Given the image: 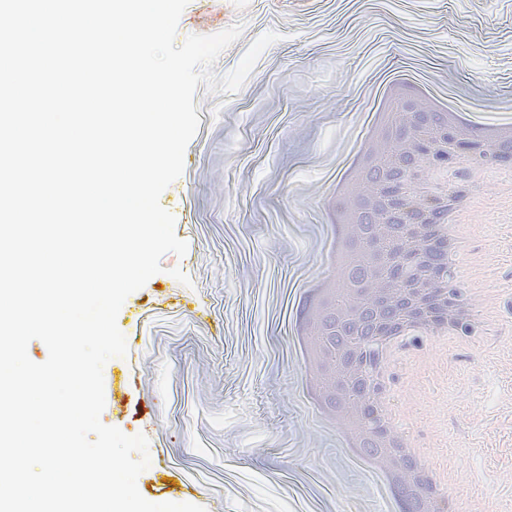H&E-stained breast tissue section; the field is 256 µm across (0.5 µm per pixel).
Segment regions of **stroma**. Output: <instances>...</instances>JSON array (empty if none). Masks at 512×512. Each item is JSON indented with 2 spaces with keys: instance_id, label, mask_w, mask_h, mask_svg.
I'll return each mask as SVG.
<instances>
[{
  "instance_id": "1",
  "label": "stroma",
  "mask_w": 512,
  "mask_h": 512,
  "mask_svg": "<svg viewBox=\"0 0 512 512\" xmlns=\"http://www.w3.org/2000/svg\"><path fill=\"white\" fill-rule=\"evenodd\" d=\"M240 25L222 77L261 35L236 92L199 85V130L160 196L184 256L123 303L128 353L104 366L101 420L149 440L152 503L207 512H405L354 466L296 349L336 225L325 201L389 74L486 120L512 111V0H189L177 37ZM452 275L482 282L452 341L393 365L401 428L450 476L446 512H512V168L487 166Z\"/></svg>"
}]
</instances>
